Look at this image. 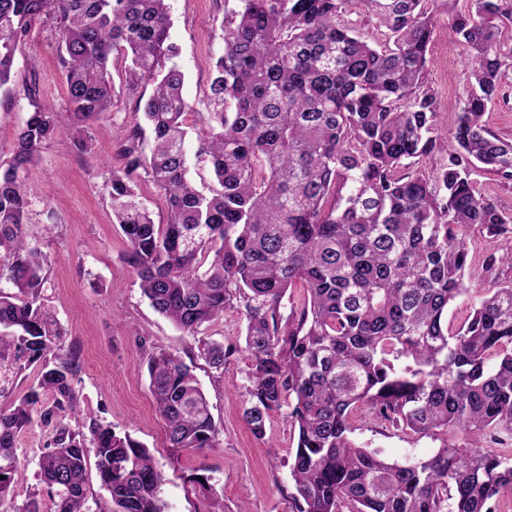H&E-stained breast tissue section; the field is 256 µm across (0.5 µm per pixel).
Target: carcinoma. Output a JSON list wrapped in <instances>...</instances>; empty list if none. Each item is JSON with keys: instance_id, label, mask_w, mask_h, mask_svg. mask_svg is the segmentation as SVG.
Segmentation results:
<instances>
[{"instance_id": "cac0c4a2", "label": "carcinoma", "mask_w": 512, "mask_h": 512, "mask_svg": "<svg viewBox=\"0 0 512 512\" xmlns=\"http://www.w3.org/2000/svg\"><path fill=\"white\" fill-rule=\"evenodd\" d=\"M427 0H238L224 15L208 111L193 112L172 63L168 0H0V87L32 26L58 37L68 103L38 102L11 158L0 163V512H87L89 451L109 500L98 512H168L164 472L142 443L80 413L78 353L46 307L47 257L29 231L34 193L23 178L43 146L114 105L109 66L123 63L143 123L124 133L121 165L105 166L113 223L155 312L198 342L216 369L236 347L200 337L232 310L249 358L243 419L266 438L288 406L297 432L291 477L297 512H491L512 499V455L477 446L512 433V214L479 173L512 181V140L484 115L507 100L512 0H469L451 15L472 65L453 127L439 126L440 93L426 72L436 18ZM363 10L373 27L351 15ZM151 136L150 153L143 143ZM444 152L427 172L420 161ZM210 168L199 188L192 163ZM166 206L158 224L142 185ZM490 243L480 261L467 238ZM481 266L484 288L459 317L448 309ZM302 302L283 310L288 291ZM37 370L23 392L22 374ZM149 390L169 447L220 444L209 402L182 356L153 347ZM372 415L396 435L445 436L426 458L391 461L357 444L352 417ZM43 428L40 488L15 504L18 438ZM219 509L208 469L189 478Z\"/></svg>"}]
</instances>
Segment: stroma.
Here are the masks:
<instances>
[{
    "mask_svg": "<svg viewBox=\"0 0 512 512\" xmlns=\"http://www.w3.org/2000/svg\"><path fill=\"white\" fill-rule=\"evenodd\" d=\"M235 5L236 0H170L172 36L180 48L176 63L185 75L184 94L193 111L206 109L211 62L224 49L220 23ZM427 7L437 19L427 78L442 95L446 112L441 120L446 123L471 56L459 43L440 0H428ZM110 72L115 104L105 120L89 126V151L78 152L68 138L56 139L26 173V184L36 193L29 221L50 259L46 302L66 330L67 345L79 353L76 389L82 414L111 422L151 449L167 478L163 497L169 512H207V501L186 481L202 464L209 467L223 496L224 512H296L289 465L293 430L285 411L271 413L263 442L242 419L249 360L241 349L243 323L237 312L225 313L205 330L209 339L237 347L223 370L212 369L197 343L153 310L125 260L127 246L112 222L102 165L116 158L114 136L141 122L142 113L136 95L125 86L120 65H111ZM32 78L39 83V102L65 108L64 70L52 24L32 27L16 52L14 78L0 87V162L12 156L16 135L32 109L25 90ZM152 346L177 351L192 366L221 429L219 447L200 455L168 448L148 387ZM354 427L359 445L391 460L427 457L440 446L428 437L391 435L368 414L359 415ZM42 444L41 426L32 422L17 450L24 472L22 490L39 485Z\"/></svg>",
    "mask_w": 512,
    "mask_h": 512,
    "instance_id": "1",
    "label": "stroma"
}]
</instances>
